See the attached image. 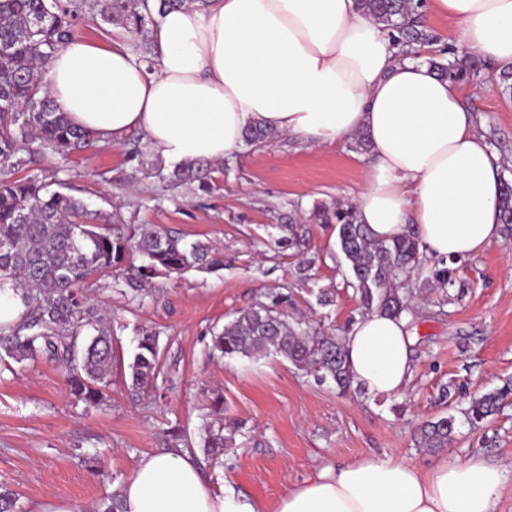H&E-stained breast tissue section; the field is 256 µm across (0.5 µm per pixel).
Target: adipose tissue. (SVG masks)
I'll return each mask as SVG.
<instances>
[{
	"mask_svg": "<svg viewBox=\"0 0 512 512\" xmlns=\"http://www.w3.org/2000/svg\"><path fill=\"white\" fill-rule=\"evenodd\" d=\"M483 58L512 67V0H430ZM158 69L128 47L71 40L48 64L60 111L101 139L142 135L173 161H219L261 123L318 144L373 147L360 223L390 241L414 228L427 255L467 258L500 236L497 157L457 84L399 59L356 0H209L162 15ZM354 384L380 397L416 368L406 317L372 312L344 338ZM506 470L480 456L429 469L391 458L327 464L273 509L214 491L192 454L140 459L125 512H493Z\"/></svg>",
	"mask_w": 512,
	"mask_h": 512,
	"instance_id": "obj_1",
	"label": "adipose tissue"
}]
</instances>
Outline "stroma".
<instances>
[{
  "label": "stroma",
  "instance_id": "35a3bbf8",
  "mask_svg": "<svg viewBox=\"0 0 512 512\" xmlns=\"http://www.w3.org/2000/svg\"><path fill=\"white\" fill-rule=\"evenodd\" d=\"M423 18L436 40L420 48L421 57L461 52L457 21L428 11ZM462 90L481 121L493 123L512 144V97L487 82ZM170 165L150 148L133 160L123 142L107 141L65 161L45 156L36 168L42 179L66 182L90 208L117 210L126 223L155 225L223 249L224 267L156 278L141 303L112 287L95 290L124 356L134 351L137 328L161 332L170 380L140 398H131L118 372L105 403L93 408L68 397L60 364L0 368V481L19 494L24 512H36L50 497L67 501L74 512H96L141 456L189 448L202 456L199 426L216 399L224 403L218 419L233 445L205 477L213 490L231 486L269 508L326 463L390 456L427 469L479 455L512 468V405L478 431L458 421L453 442L441 452L414 441L416 424L448 412L438 401L441 386L461 384L465 400L512 376V245L496 240L461 268L463 295L447 315H435L430 297H422V316L412 326L417 368L403 395L341 394L280 358L209 359L207 344L211 332L268 288L293 286L296 309L314 314L307 286L294 281L292 258L256 242L272 233L290 202L306 210L317 202L355 203L369 156L346 141L316 147L285 135L214 163L218 188L208 195L163 191ZM310 246L323 258L316 286L340 287L330 258L335 235L312 225ZM356 306L340 287L332 321L343 324Z\"/></svg>",
  "mask_w": 512,
  "mask_h": 512
}]
</instances>
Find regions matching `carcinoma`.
<instances>
[{
  "mask_svg": "<svg viewBox=\"0 0 512 512\" xmlns=\"http://www.w3.org/2000/svg\"><path fill=\"white\" fill-rule=\"evenodd\" d=\"M206 0H7L0 4V289L20 295L24 311L10 324L0 325V362L17 364L40 359L65 366L70 396L77 402L99 405L112 384L115 364L114 333L105 324L89 288L110 275L119 283L131 271L125 286L136 297L152 292L153 279L188 271L214 272L224 268V251L197 240L184 239L160 227L128 224L118 212L91 210L85 202L60 189L52 190L38 176L14 175L51 153L67 158L93 147L98 139L58 111L49 95L45 74L50 59L75 38L72 20L84 9H97L106 23L124 26L140 59L153 67L158 52L154 40L159 17L169 8ZM358 9L391 32L398 56H411L413 46L434 41L420 20L422 0H357ZM429 67L442 79L465 83L480 76L486 60L463 52ZM280 134L266 126L245 130L247 146L271 142ZM172 190L192 188L208 193L214 188L212 169L205 161H182L167 174ZM505 237L512 239V182L502 180L500 199ZM312 224H328L336 233V264L343 286L358 298V315L340 328L321 332L312 321L294 318L290 292L272 288L252 305L237 310L222 330L213 334L209 354L214 359L256 361L280 357L320 384L332 383L342 393L352 385L342 334L373 311L415 317L412 301L420 288L442 291L443 306L460 296L450 290L464 287L457 279L463 261L428 258L414 231L389 242L371 237L358 222L352 204H316L308 217ZM278 247L297 257L295 279L315 280L322 257L309 249L310 231L281 217ZM141 261L135 265V261ZM322 309L336 305V287L312 292ZM160 332L137 329V344L123 367L127 387L135 394L166 380L159 345ZM512 381L471 398L461 410L474 430L498 414ZM224 427L205 428L206 454L216 461L224 455ZM456 430L452 414L421 426L420 448L448 447Z\"/></svg>",
  "mask_w": 512,
  "mask_h": 512,
  "instance_id": "obj_1",
  "label": "carcinoma"
}]
</instances>
